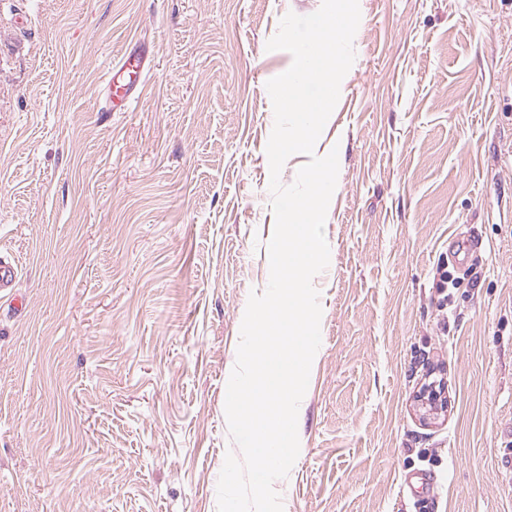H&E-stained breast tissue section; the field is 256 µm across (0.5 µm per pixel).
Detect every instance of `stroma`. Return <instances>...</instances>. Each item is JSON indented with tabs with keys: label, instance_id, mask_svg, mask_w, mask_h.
<instances>
[{
	"label": "stroma",
	"instance_id": "35a3bbf8",
	"mask_svg": "<svg viewBox=\"0 0 512 512\" xmlns=\"http://www.w3.org/2000/svg\"><path fill=\"white\" fill-rule=\"evenodd\" d=\"M321 4L0 0V258L26 297L0 295V512H217L270 276L266 83L293 61L266 43ZM359 7L314 148L339 158L322 342L274 488L284 512H512V0ZM131 51L145 87L104 111Z\"/></svg>",
	"mask_w": 512,
	"mask_h": 512
}]
</instances>
